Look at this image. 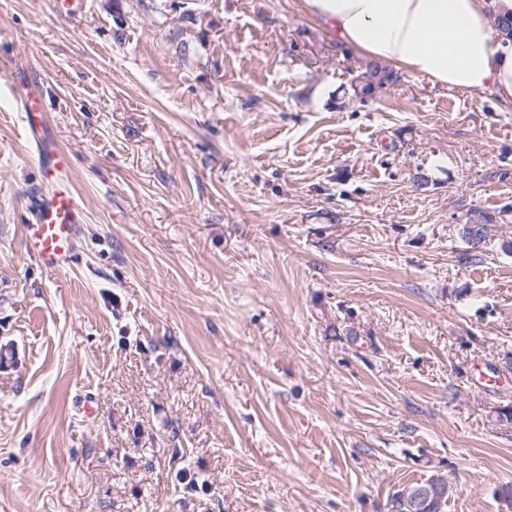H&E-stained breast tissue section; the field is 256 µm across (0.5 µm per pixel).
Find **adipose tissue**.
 <instances>
[{"label":"adipose tissue","mask_w":512,"mask_h":512,"mask_svg":"<svg viewBox=\"0 0 512 512\" xmlns=\"http://www.w3.org/2000/svg\"><path fill=\"white\" fill-rule=\"evenodd\" d=\"M336 39L432 85L512 104V37L493 20L512 0H302Z\"/></svg>","instance_id":"ef3b65f1"}]
</instances>
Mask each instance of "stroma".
I'll use <instances>...</instances> for the list:
<instances>
[{
	"label": "stroma",
	"mask_w": 512,
	"mask_h": 512,
	"mask_svg": "<svg viewBox=\"0 0 512 512\" xmlns=\"http://www.w3.org/2000/svg\"><path fill=\"white\" fill-rule=\"evenodd\" d=\"M367 63L299 0H0V512H381L436 474L501 512L512 105L398 68L362 103ZM39 111V99L35 94L27 95L23 102V112L27 113V123L23 126V134L28 141L35 144L43 140L44 123L41 119H35ZM32 207L35 224H27L25 231L29 254L47 269L66 268L81 220L76 195L69 186L58 184L48 195L37 197Z\"/></svg>",
	"instance_id": "obj_1"
}]
</instances>
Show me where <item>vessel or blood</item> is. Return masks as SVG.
<instances>
[{
  "label": "vessel or blood",
  "mask_w": 512,
  "mask_h": 512,
  "mask_svg": "<svg viewBox=\"0 0 512 512\" xmlns=\"http://www.w3.org/2000/svg\"><path fill=\"white\" fill-rule=\"evenodd\" d=\"M28 120L23 134L28 141L41 143L44 124L37 119L39 99L28 95L23 103ZM32 207L36 217L33 224L27 225L25 238L27 250L45 268L61 270L68 266L74 251V242L81 214L77 198L71 188L64 184L56 185L45 196L36 198Z\"/></svg>",
  "instance_id": "1"
}]
</instances>
